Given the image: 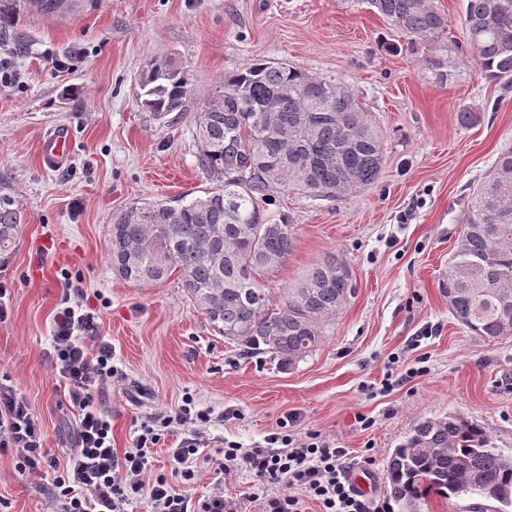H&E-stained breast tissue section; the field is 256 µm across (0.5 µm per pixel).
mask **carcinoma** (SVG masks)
<instances>
[{
  "label": "carcinoma",
  "mask_w": 512,
  "mask_h": 512,
  "mask_svg": "<svg viewBox=\"0 0 512 512\" xmlns=\"http://www.w3.org/2000/svg\"><path fill=\"white\" fill-rule=\"evenodd\" d=\"M407 39L433 80L451 81L464 63L449 46L448 19L434 0H365ZM470 61L491 80L512 83V0H465ZM141 104L180 119L192 95L187 73L166 62L144 73ZM288 92L281 110L275 97ZM197 166L214 184L203 195L134 204L112 224V269L142 286L177 276L224 339L264 353L290 370L313 354L326 326L356 292L349 266L334 254L273 295L264 276L294 247L291 225L267 213L275 192L341 198L374 185L384 137L346 87L286 64L260 60L224 77L197 113ZM22 215L0 193V252ZM440 287L456 320L477 336L512 330V146L471 194L458 245ZM393 512H419L429 492L479 496L512 506V455L457 413L423 418L385 461Z\"/></svg>",
  "instance_id": "1"
}]
</instances>
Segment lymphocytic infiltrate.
<instances>
[{
    "instance_id": "f902f5d3",
    "label": "lymphocytic infiltrate",
    "mask_w": 512,
    "mask_h": 512,
    "mask_svg": "<svg viewBox=\"0 0 512 512\" xmlns=\"http://www.w3.org/2000/svg\"><path fill=\"white\" fill-rule=\"evenodd\" d=\"M52 338L54 368L65 400L76 415L75 439L65 461L44 451L46 434L26 399L14 386L0 382V450H13L19 471L50 480L64 512H126L134 496L147 493L152 512H187L184 498L173 492L169 475L152 474L151 448L160 428L177 425L192 433L213 421L209 410L185 399L179 412L160 418L159 428L147 427L131 448L112 446V418L95 404L99 389L111 386L119 373L112 364V346L97 336L90 313L60 308ZM294 416H284L265 446L243 448L230 442L220 450L218 468L229 474L245 469L271 491L260 512H302L297 489L316 500L321 512H388V503L370 507L348 483L346 449L320 435L296 442Z\"/></svg>"
}]
</instances>
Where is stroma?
I'll return each mask as SVG.
<instances>
[{"mask_svg": "<svg viewBox=\"0 0 512 512\" xmlns=\"http://www.w3.org/2000/svg\"><path fill=\"white\" fill-rule=\"evenodd\" d=\"M24 50H17V43ZM188 72L193 95L179 122L153 119L139 99L152 60ZM262 59L345 85L384 134L378 181L341 199L272 195L268 211L291 224L295 247L266 278L278 289L336 254L357 290L324 343L294 369L246 355L206 320L177 279L136 287L112 270L110 234L133 203L199 196L194 117L219 82ZM479 120L460 126L457 112ZM67 131L70 159L47 167L40 143ZM512 144V86L465 63L436 83L401 34L365 0H87L60 15L17 4L0 22V187L23 213L0 253L10 290L0 322V374L10 376L44 425L51 449L73 440L75 417L50 368L63 300L94 317L125 379L104 389L112 446L130 447L155 414L185 394L215 420L199 444L264 445L282 417L347 449L366 471L370 503L386 497L384 461L418 419L457 412L512 455V336L487 340L448 310L439 278L456 248L468 195ZM48 269L49 283L32 272ZM371 427H361L360 418ZM190 512L215 493L258 512L263 487L245 470L204 469L173 479ZM0 512H63L48 481L0 451Z\"/></svg>", "mask_w": 512, "mask_h": 512, "instance_id": "1", "label": "stroma"}]
</instances>
